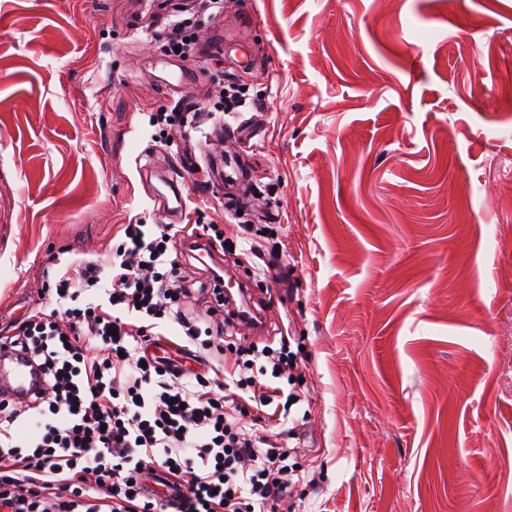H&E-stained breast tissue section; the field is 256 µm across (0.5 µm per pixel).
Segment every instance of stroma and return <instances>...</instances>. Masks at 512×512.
Segmentation results:
<instances>
[{
  "label": "stroma",
  "mask_w": 512,
  "mask_h": 512,
  "mask_svg": "<svg viewBox=\"0 0 512 512\" xmlns=\"http://www.w3.org/2000/svg\"><path fill=\"white\" fill-rule=\"evenodd\" d=\"M198 3L0 0V317L162 223L136 156L195 154L187 206L251 226L224 266L300 365L288 463L315 481L274 512H512V0ZM184 95L200 129L158 131ZM220 156L248 169L233 209Z\"/></svg>",
  "instance_id": "35a3bbf8"
}]
</instances>
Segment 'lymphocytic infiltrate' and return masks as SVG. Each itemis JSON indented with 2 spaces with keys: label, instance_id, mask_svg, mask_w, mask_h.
<instances>
[{
  "label": "lymphocytic infiltrate",
  "instance_id": "f902f5d3",
  "mask_svg": "<svg viewBox=\"0 0 512 512\" xmlns=\"http://www.w3.org/2000/svg\"><path fill=\"white\" fill-rule=\"evenodd\" d=\"M171 231L125 225L106 261L60 273L44 288L54 308L0 340L45 380L26 403L0 401V512H266L295 487L267 429L299 400L279 384L295 371L290 339L227 363L224 276L187 287Z\"/></svg>",
  "mask_w": 512,
  "mask_h": 512
}]
</instances>
